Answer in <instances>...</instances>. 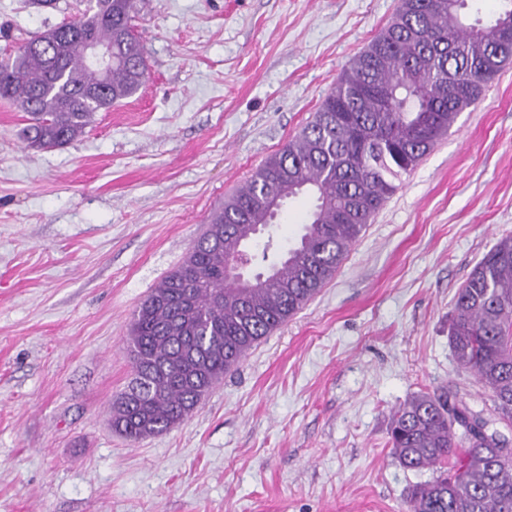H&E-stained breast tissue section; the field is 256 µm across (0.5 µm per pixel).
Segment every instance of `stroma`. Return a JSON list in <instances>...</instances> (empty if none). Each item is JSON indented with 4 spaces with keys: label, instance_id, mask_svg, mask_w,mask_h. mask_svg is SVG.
<instances>
[{
    "label": "stroma",
    "instance_id": "1",
    "mask_svg": "<svg viewBox=\"0 0 512 512\" xmlns=\"http://www.w3.org/2000/svg\"><path fill=\"white\" fill-rule=\"evenodd\" d=\"M397 6L141 0L148 79L81 137L27 148L0 100V512H403L433 473L392 455L394 412L444 391L491 417L448 330L458 288L512 235V65L190 418L139 442L110 424L134 311ZM86 7L0 0V58ZM312 207L282 208L277 248Z\"/></svg>",
    "mask_w": 512,
    "mask_h": 512
}]
</instances>
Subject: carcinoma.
Listing matches in <instances>:
<instances>
[{"label":"carcinoma","instance_id":"cac0c4a2","mask_svg":"<svg viewBox=\"0 0 512 512\" xmlns=\"http://www.w3.org/2000/svg\"><path fill=\"white\" fill-rule=\"evenodd\" d=\"M83 13L35 32L0 62V99L27 115L20 135L53 149L83 135L143 85L147 66L134 21L141 0H89ZM512 0L485 16L478 0H399L391 20L343 69L312 119L268 156L208 219L185 260L135 310L127 340L133 377L111 405L131 441L170 431L249 351L335 276L366 224L459 114L512 64ZM91 38L112 45L102 78L84 59ZM310 193L299 239L251 251L274 216L267 198ZM257 264L244 287L228 268ZM448 341L457 365L491 393L495 418L469 428L445 393H420L391 417L388 444L409 470L438 475L407 496L406 512H512V237L501 239L455 295Z\"/></svg>","mask_w":512,"mask_h":512}]
</instances>
